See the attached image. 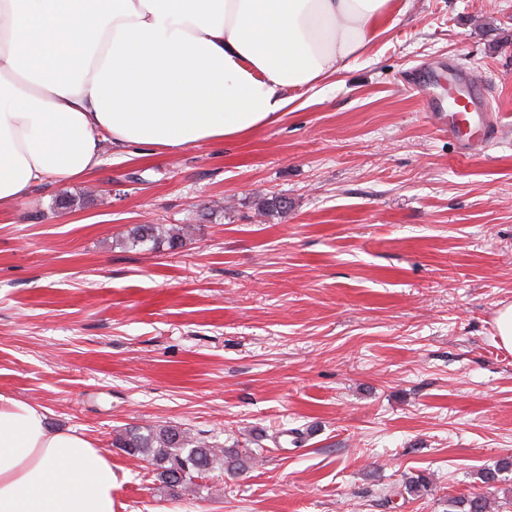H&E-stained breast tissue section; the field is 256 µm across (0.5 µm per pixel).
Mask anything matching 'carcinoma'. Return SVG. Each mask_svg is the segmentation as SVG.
Here are the masks:
<instances>
[{
    "mask_svg": "<svg viewBox=\"0 0 512 512\" xmlns=\"http://www.w3.org/2000/svg\"><path fill=\"white\" fill-rule=\"evenodd\" d=\"M190 228L172 224H139L127 234L133 247L147 244L156 247L162 242L174 248L183 244ZM114 446L130 455H140L157 467L158 476L171 488H178L210 471L224 449L214 448L206 441L191 435L175 425L137 426L126 429L114 441ZM512 471V457L482 474V483L491 488L499 481V474ZM405 490L418 494L431 490V478L419 472L406 478ZM488 496L471 492L466 496L448 497V512H488Z\"/></svg>",
    "mask_w": 512,
    "mask_h": 512,
    "instance_id": "cac0c4a2",
    "label": "carcinoma"
}]
</instances>
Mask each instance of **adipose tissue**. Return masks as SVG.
Returning <instances> with one entry per match:
<instances>
[{"label":"adipose tissue","instance_id":"1","mask_svg":"<svg viewBox=\"0 0 512 512\" xmlns=\"http://www.w3.org/2000/svg\"><path fill=\"white\" fill-rule=\"evenodd\" d=\"M390 0H0V212L102 146L240 139L346 69ZM112 460L0 393V512H114Z\"/></svg>","mask_w":512,"mask_h":512}]
</instances>
